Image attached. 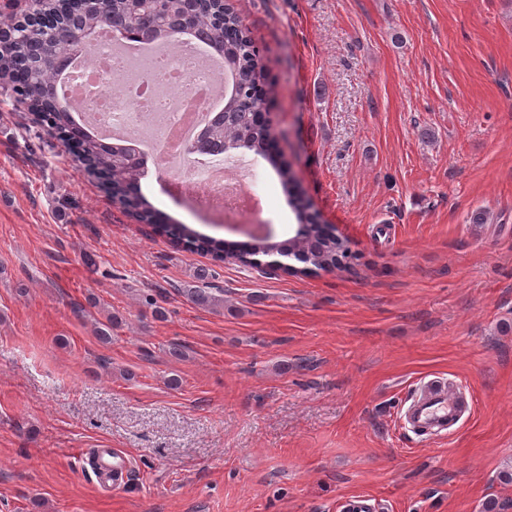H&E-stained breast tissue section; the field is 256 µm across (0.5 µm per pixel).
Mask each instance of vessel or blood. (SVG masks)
Wrapping results in <instances>:
<instances>
[{"label":"vessel or blood","mask_w":512,"mask_h":512,"mask_svg":"<svg viewBox=\"0 0 512 512\" xmlns=\"http://www.w3.org/2000/svg\"><path fill=\"white\" fill-rule=\"evenodd\" d=\"M464 414L463 398L449 391L446 381L425 384L422 395L401 415L405 427L420 435H446ZM98 472L99 486L107 492L123 489L129 482L130 460L118 448H97L92 452Z\"/></svg>","instance_id":"1"}]
</instances>
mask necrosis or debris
Masks as SVG:
<instances>
[{"mask_svg":"<svg viewBox=\"0 0 512 512\" xmlns=\"http://www.w3.org/2000/svg\"><path fill=\"white\" fill-rule=\"evenodd\" d=\"M122 84L121 96L110 90ZM66 94L85 103L86 119L103 136L133 143L150 141L160 157L159 167L168 182L179 185L183 200L195 213H205L227 224L257 219L258 194L253 165L230 166L225 159L206 155L179 156L171 166L167 143L172 131L183 128L193 137L184 117L188 105L202 112L215 109L220 96L213 66L199 53L180 47L149 56L115 45L108 31H101L92 49L91 64L72 77Z\"/></svg>","mask_w":512,"mask_h":512,"instance_id":"necrosis-or-debris-1","label":"necrosis or debris"}]
</instances>
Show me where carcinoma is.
Listing matches in <instances>:
<instances>
[{
    "label": "carcinoma",
    "mask_w": 512,
    "mask_h": 512,
    "mask_svg": "<svg viewBox=\"0 0 512 512\" xmlns=\"http://www.w3.org/2000/svg\"><path fill=\"white\" fill-rule=\"evenodd\" d=\"M179 12V0H165L159 6L150 3L142 14L127 16L128 32L142 33L138 29L141 19L151 18L157 27L147 31V34L165 42L169 39L167 21ZM33 42L40 43L47 56L73 51L72 46L49 34L23 32L13 44L0 50V69L7 70L15 62L25 59L28 47ZM215 48L223 58L224 73L233 76L235 88L232 94L224 98L218 120L209 127L210 136L228 145L230 150L248 151L273 167L288 205L296 219L305 224L304 231L273 244L259 238L241 243L203 235L187 224H162L159 222L160 213L141 195L127 199L124 208L132 212L139 222L152 226L183 250L210 255L220 262L229 259L262 271L268 262L282 263L293 258L305 264L300 269L303 274L342 268L348 251L346 242L337 239L325 225L309 220L314 210L309 199L299 190L291 168L269 157L268 144L272 127L257 118L258 109L262 105L259 85L267 84L266 65L252 37L228 4L224 5V42L215 44ZM83 140L87 151L95 157L98 168L112 170L113 185L120 186L130 178L134 162L128 147L118 144L106 146L100 143V139L88 134L84 135ZM182 293L190 302L199 306L224 304V299L213 295L207 288L190 286L182 289Z\"/></svg>",
    "instance_id": "1"
}]
</instances>
